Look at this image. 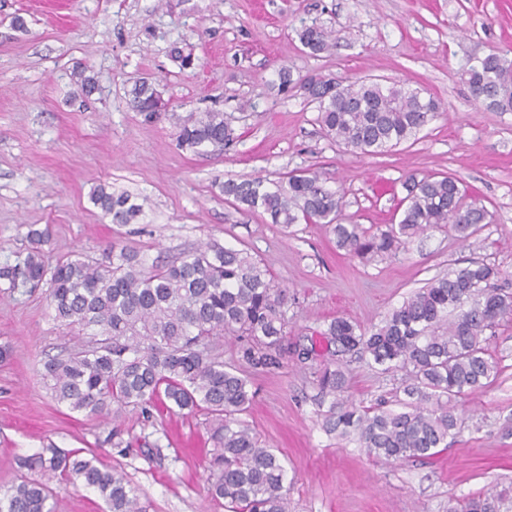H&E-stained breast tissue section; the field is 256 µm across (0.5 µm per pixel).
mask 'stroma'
<instances>
[{
	"instance_id": "35a3bbf8",
	"label": "stroma",
	"mask_w": 512,
	"mask_h": 512,
	"mask_svg": "<svg viewBox=\"0 0 512 512\" xmlns=\"http://www.w3.org/2000/svg\"><path fill=\"white\" fill-rule=\"evenodd\" d=\"M312 19L332 31L330 52L315 56L299 43L296 28ZM183 42L199 59L191 72L169 55ZM491 52L512 60V0H0V266L23 259L29 229L45 227L51 262L77 252L103 264L116 246L150 270L207 242L245 249L287 288L288 337L303 346L336 317L379 324L429 279L471 260L512 279V112L486 109L461 79ZM284 64L297 77L421 88L441 110L410 140L364 155L322 134L317 103L278 94ZM79 66L99 85L86 101L72 80ZM143 76L176 114L223 112L236 143L181 149L173 120L147 123L131 110L128 92ZM301 170L343 195V223L367 231L398 223L409 174L454 175L494 220L468 243L432 229L366 264L338 250L322 225L286 229L224 197L227 179L278 181ZM101 184L142 204L138 223L103 217L91 201ZM78 343L54 320L45 290L0 281V346L11 350L0 362V483L31 458L92 451L128 475L146 512H225L207 490L206 412L148 415L131 405L112 421L57 403L45 365ZM487 347L502 373L459 398V434L425 460L378 459L326 432L313 372L328 353L254 374L242 419L287 467L288 512H446L449 500L512 486V321L496 326ZM348 379L349 401L395 407L392 378L354 362ZM115 427L118 446L106 440ZM55 490V512H106L82 485Z\"/></svg>"
}]
</instances>
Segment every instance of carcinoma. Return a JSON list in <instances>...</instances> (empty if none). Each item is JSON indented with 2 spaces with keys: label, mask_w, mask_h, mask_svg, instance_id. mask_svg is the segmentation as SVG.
Here are the masks:
<instances>
[{
  "label": "carcinoma",
  "mask_w": 512,
  "mask_h": 512,
  "mask_svg": "<svg viewBox=\"0 0 512 512\" xmlns=\"http://www.w3.org/2000/svg\"><path fill=\"white\" fill-rule=\"evenodd\" d=\"M297 36L313 55L333 47L331 32L314 22L302 24ZM171 56L184 71L196 67L188 43L173 47ZM278 76L283 93L305 87L285 66ZM464 81L488 108L512 112L511 60L489 53L470 65ZM330 84V79L318 81L308 95L318 103V120L326 136L362 154L400 145L440 112V102L422 89L373 80ZM128 96L131 108L147 120L167 115L160 92L147 78ZM171 117L183 149H222L235 139L222 112ZM403 188L406 206L399 223L373 233L338 222L343 197L315 172L290 173L276 182L228 179L224 196L262 210L284 228L324 224L338 249L366 261L395 255L430 229L448 226L466 242L479 225L492 222L493 213L477 199L466 201L453 176L410 174ZM91 201L113 224H133L143 213L130 194L105 185L94 189ZM29 238L30 252L14 265L1 266L0 280L12 290L46 289L56 320L90 332V340L75 352L46 365L55 400L73 411L114 419L128 405H140L147 414L160 405L169 411L205 410L214 421L211 497L224 500L228 512H288L287 468L238 418L254 399L249 374L272 372L294 357L304 363L314 353L288 343V290L274 285L267 266L244 250L215 242L148 272L123 248L111 250L112 261L103 266L77 255L51 264L42 250L50 243L49 230H33ZM498 278L496 268L470 261L429 279L377 326L365 328L345 317L331 320L320 333L331 354L364 359L386 373L402 372L398 389L404 398L398 410L341 401L347 373L338 362H324L315 371V385L318 405L328 406L326 430L353 436L368 454L386 460L428 459L448 447L458 428L457 399L487 387L501 372L486 346V331L512 318V292ZM222 335L234 339L238 364L211 354L209 339ZM34 467L47 480L0 485V512H53L48 485L53 479L98 492L108 512H145L126 475L94 455L54 452L36 458ZM448 512H512V495L491 489Z\"/></svg>",
  "instance_id": "carcinoma-1"
}]
</instances>
